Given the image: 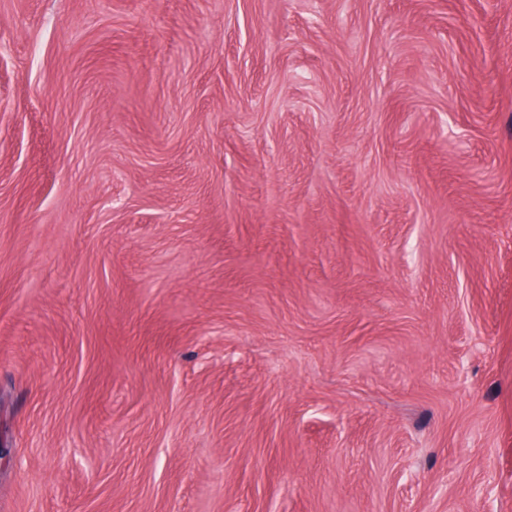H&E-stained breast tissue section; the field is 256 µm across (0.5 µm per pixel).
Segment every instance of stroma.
I'll return each mask as SVG.
<instances>
[{"label":"stroma","mask_w":512,"mask_h":512,"mask_svg":"<svg viewBox=\"0 0 512 512\" xmlns=\"http://www.w3.org/2000/svg\"><path fill=\"white\" fill-rule=\"evenodd\" d=\"M0 512H512V0H0Z\"/></svg>","instance_id":"stroma-1"}]
</instances>
